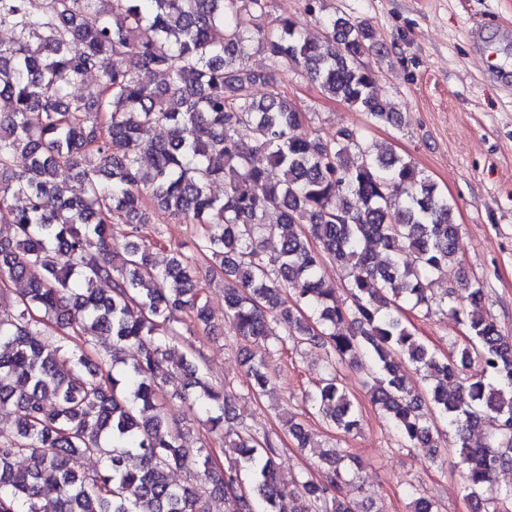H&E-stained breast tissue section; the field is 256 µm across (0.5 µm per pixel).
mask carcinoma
Returning <instances> with one entry per match:
<instances>
[{"label": "carcinoma", "mask_w": 512, "mask_h": 512, "mask_svg": "<svg viewBox=\"0 0 512 512\" xmlns=\"http://www.w3.org/2000/svg\"><path fill=\"white\" fill-rule=\"evenodd\" d=\"M308 12L319 39L272 16L268 0H43L38 12L0 0V30L12 33L0 41V221L10 224L0 231V406L15 414L0 432V512H208L199 488L167 475L192 455L229 512H354L335 455L320 480L283 482L276 442L233 417L224 390L179 351L182 316L207 330L213 317L192 259L175 249L154 262L144 233L161 216L202 228L197 250L224 276V318L242 341L328 347L341 364L367 358L370 400L401 446L438 457L441 418L477 512H512V488L494 485L512 468V338L484 314L479 281L456 276L439 298L432 289L460 250L453 203L413 162L353 130L297 137L309 113L248 64L256 49L271 69L289 65L325 96L401 125L362 62L376 48L370 25ZM106 57L98 89L72 93ZM257 85L267 87L259 98ZM75 178L82 195L62 198ZM217 181L222 198L210 190ZM114 218L131 238L119 259L108 250ZM327 258L346 272L345 301L321 275ZM435 303L466 329L445 361L401 319L405 304L427 316ZM102 336L112 343L93 360ZM398 354L439 375L426 397L406 387ZM176 355L185 379L169 390L163 366ZM244 364L264 394V360ZM447 379L458 380L451 393ZM160 398L190 402L237 465L215 467L160 413ZM309 400L336 429L358 427L335 371ZM488 414L496 431L471 445L467 433ZM82 457L105 466L87 475Z\"/></svg>", "instance_id": "cac0c4a2"}]
</instances>
